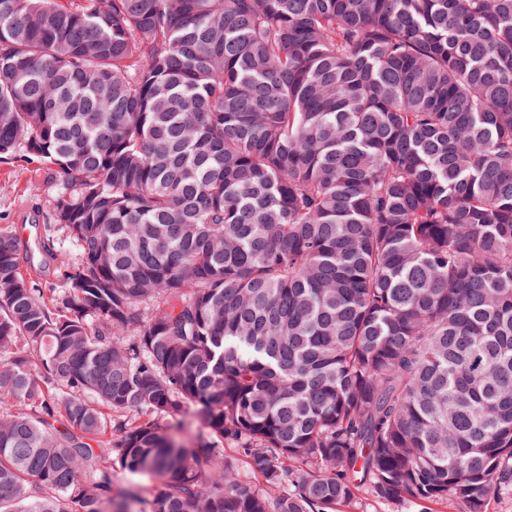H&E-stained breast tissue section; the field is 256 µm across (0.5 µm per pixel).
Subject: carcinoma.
<instances>
[{
    "mask_svg": "<svg viewBox=\"0 0 512 512\" xmlns=\"http://www.w3.org/2000/svg\"><path fill=\"white\" fill-rule=\"evenodd\" d=\"M0 158L81 255L0 226V512L512 489V0H0ZM58 259L55 261L48 260L42 264L35 266L23 267V271L30 280L38 286V288H59L61 284L60 274L61 267L64 264H74L77 262L76 248L69 244L64 243L61 252H58ZM158 422L162 426L171 425V434L186 445L193 440L198 430L195 418L189 413L185 414L183 417L159 419ZM114 483L124 496H131L138 500L147 498L153 486L154 479L151 474H142L138 476L130 475L129 473L115 469Z\"/></svg>",
    "mask_w": 512,
    "mask_h": 512,
    "instance_id": "cac0c4a2",
    "label": "carcinoma"
}]
</instances>
